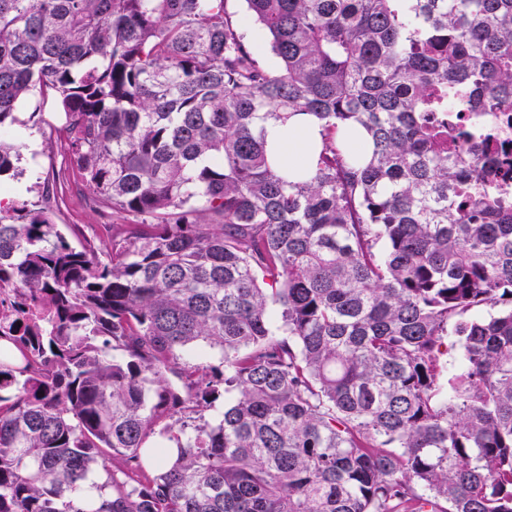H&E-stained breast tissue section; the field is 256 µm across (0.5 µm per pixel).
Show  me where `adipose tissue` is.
Returning a JSON list of instances; mask_svg holds the SVG:
<instances>
[{"label": "adipose tissue", "mask_w": 512, "mask_h": 512, "mask_svg": "<svg viewBox=\"0 0 512 512\" xmlns=\"http://www.w3.org/2000/svg\"><path fill=\"white\" fill-rule=\"evenodd\" d=\"M264 128L274 158L292 166L309 160L321 144V123L308 112L290 113L286 122L271 120Z\"/></svg>", "instance_id": "obj_1"}]
</instances>
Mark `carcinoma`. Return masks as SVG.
Returning <instances> with one entry per match:
<instances>
[{
  "instance_id": "cac0c4a2",
  "label": "carcinoma",
  "mask_w": 512,
  "mask_h": 512,
  "mask_svg": "<svg viewBox=\"0 0 512 512\" xmlns=\"http://www.w3.org/2000/svg\"><path fill=\"white\" fill-rule=\"evenodd\" d=\"M228 2L0 0V178L53 92L136 217L0 208V512H512V197L448 123L512 112V0H245L274 68ZM284 124L264 123L267 147L279 161L295 166L308 161L321 144V122L309 112H289ZM440 365L442 370V382L452 374V371L459 369L463 364V349L456 336H448L443 340L440 347Z\"/></svg>"
}]
</instances>
